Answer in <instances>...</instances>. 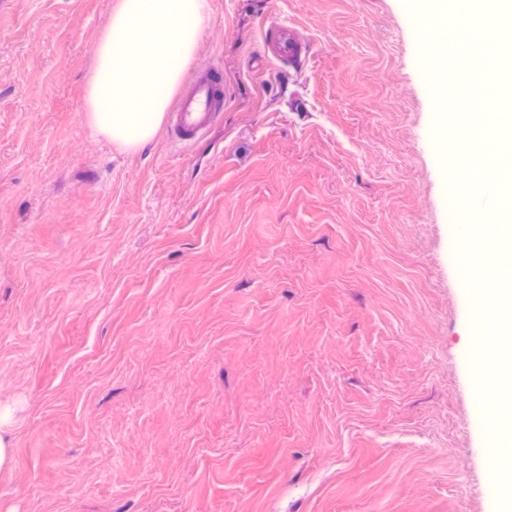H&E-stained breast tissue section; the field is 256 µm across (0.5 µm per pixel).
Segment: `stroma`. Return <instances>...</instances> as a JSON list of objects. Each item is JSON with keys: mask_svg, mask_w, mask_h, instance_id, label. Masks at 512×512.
<instances>
[{"mask_svg": "<svg viewBox=\"0 0 512 512\" xmlns=\"http://www.w3.org/2000/svg\"><path fill=\"white\" fill-rule=\"evenodd\" d=\"M113 2L0 0V512H512V353L468 359L512 307L448 255L499 181L434 96L471 39L440 0H209L221 120L126 153L85 116ZM281 19L311 57L274 74Z\"/></svg>", "mask_w": 512, "mask_h": 512, "instance_id": "obj_1", "label": "stroma"}]
</instances>
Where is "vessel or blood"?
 Listing matches in <instances>:
<instances>
[{"label": "vessel or blood", "mask_w": 512, "mask_h": 512, "mask_svg": "<svg viewBox=\"0 0 512 512\" xmlns=\"http://www.w3.org/2000/svg\"><path fill=\"white\" fill-rule=\"evenodd\" d=\"M271 29L273 35L266 46L275 59L283 63L302 61V42L297 31L284 21L273 23ZM223 107L224 91L216 73L197 75L178 96L165 127L166 137L188 141L200 136L210 128Z\"/></svg>", "instance_id": "b4317fda"}]
</instances>
